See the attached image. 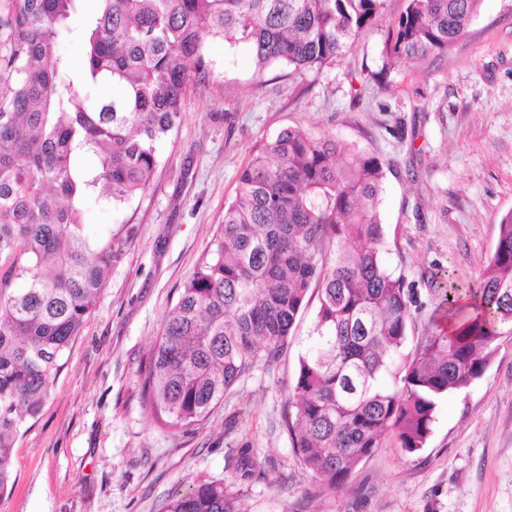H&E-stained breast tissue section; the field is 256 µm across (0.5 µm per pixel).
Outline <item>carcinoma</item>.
I'll return each mask as SVG.
<instances>
[{"instance_id":"carcinoma-1","label":"carcinoma","mask_w":512,"mask_h":512,"mask_svg":"<svg viewBox=\"0 0 512 512\" xmlns=\"http://www.w3.org/2000/svg\"><path fill=\"white\" fill-rule=\"evenodd\" d=\"M77 2L0 0V494L18 434L135 236L128 223L88 233L84 210H118L150 187L158 147L207 70L206 41L244 46L258 75L274 63L320 70L372 27L383 0H97L73 68L59 43ZM481 3L406 0L385 66L448 53ZM108 84L110 97L84 93ZM384 178L379 157L334 138L288 128L262 144L151 353L143 397L157 425L200 424L242 377L275 362L315 286L284 415L302 468L334 489L389 432L410 453L424 447L437 399L470 386L512 336V211L476 287L441 301L451 329L435 327L405 354L411 300L385 258ZM165 512L248 509L224 483L200 481Z\"/></svg>"}]
</instances>
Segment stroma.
<instances>
[{"instance_id":"1","label":"stroma","mask_w":512,"mask_h":512,"mask_svg":"<svg viewBox=\"0 0 512 512\" xmlns=\"http://www.w3.org/2000/svg\"><path fill=\"white\" fill-rule=\"evenodd\" d=\"M405 0L334 64L255 75L246 49L209 40V71L159 148L150 188L115 211L92 204L89 230L130 221L82 336L12 455L0 512H163L200 481H223L250 512H512V337L484 373L443 396L419 451L394 433L335 490L299 465L284 425L319 302L288 347L257 366L200 425L153 423L144 370L163 321L224 221L241 170L288 127L329 135L389 162L380 211L386 261L412 295L407 350L434 329L444 290L475 286L512 211V0H483L447 56L383 66ZM252 479H241L239 449Z\"/></svg>"}]
</instances>
